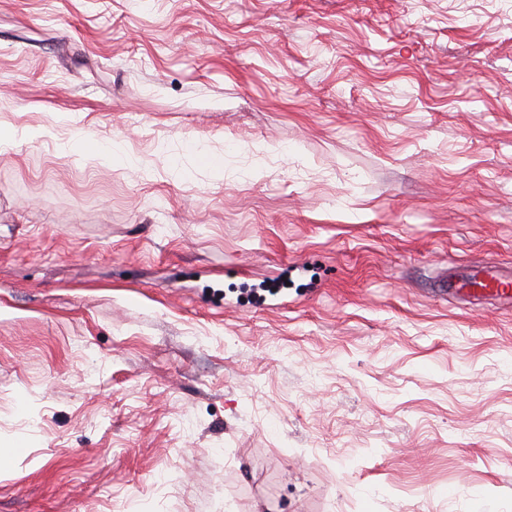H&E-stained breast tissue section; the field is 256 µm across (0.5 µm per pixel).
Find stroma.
Instances as JSON below:
<instances>
[{"mask_svg":"<svg viewBox=\"0 0 512 512\" xmlns=\"http://www.w3.org/2000/svg\"><path fill=\"white\" fill-rule=\"evenodd\" d=\"M24 131L0 512H512V0H0ZM496 268L495 263L487 261L476 270H470L465 278L449 280L443 291L448 295H463L475 299L495 298L511 304L512 279L500 274Z\"/></svg>","mask_w":512,"mask_h":512,"instance_id":"35a3bbf8","label":"stroma"}]
</instances>
